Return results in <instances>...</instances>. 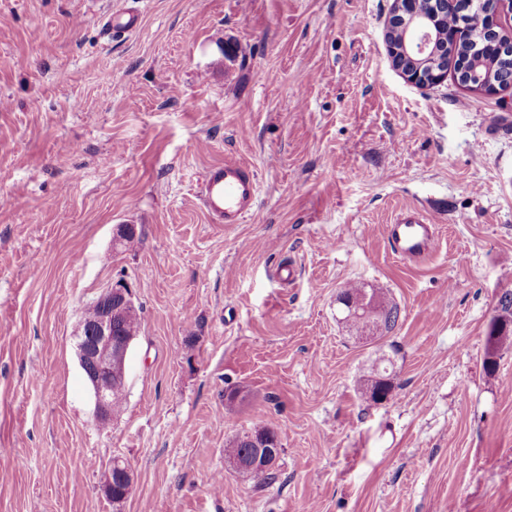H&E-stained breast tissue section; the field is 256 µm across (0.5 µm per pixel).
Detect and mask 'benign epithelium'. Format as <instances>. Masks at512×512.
Returning a JSON list of instances; mask_svg holds the SVG:
<instances>
[{"label": "benign epithelium", "mask_w": 512, "mask_h": 512, "mask_svg": "<svg viewBox=\"0 0 512 512\" xmlns=\"http://www.w3.org/2000/svg\"><path fill=\"white\" fill-rule=\"evenodd\" d=\"M477 4L485 24L481 38L472 40L474 50L482 52L512 53V35L505 34L504 26L512 23V0H471ZM420 0H394L393 18L405 17L402 40L386 42L387 53L392 66L404 78L419 86L435 85L448 77V71L457 69L456 57L440 59L432 54V45L448 37L460 41L469 34V23L459 21L454 30L442 34L438 23L439 13L435 10L438 0H430L434 11L425 13L419 10ZM101 312L91 323L81 319L77 331V353L81 369H86L88 362L96 365V371L87 372L85 376L91 386L94 397V413L100 422L112 420V381L126 376V360L130 347L135 340L133 336H115L112 325L134 307L132 291L120 283L107 289L99 298ZM248 440L259 452L256 456L238 463L241 470L262 467L270 469L278 460L275 449H266L268 443L262 430L248 433ZM110 468L118 470L125 486V495H112V474H107L103 490L107 498L119 504L130 494L133 475L120 458H115Z\"/></svg>", "instance_id": "1"}]
</instances>
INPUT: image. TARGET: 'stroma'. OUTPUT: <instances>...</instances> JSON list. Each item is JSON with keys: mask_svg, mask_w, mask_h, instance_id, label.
Returning <instances> with one entry per match:
<instances>
[{"mask_svg": "<svg viewBox=\"0 0 512 512\" xmlns=\"http://www.w3.org/2000/svg\"><path fill=\"white\" fill-rule=\"evenodd\" d=\"M392 3L0 0V512H512V341L486 340L512 290V89L407 83ZM111 8L139 29L107 34ZM227 161L258 179L243 224L202 204ZM411 210L440 238L420 263L386 239ZM120 281L141 326L103 426L76 333ZM352 283L399 306L393 332L357 338ZM258 427L282 445L262 487L225 458ZM384 373V374H383ZM383 373H380L383 377L387 378L388 380L387 381H382V382H373V378L376 377L378 375L375 374L373 376H371L369 379L366 380V382H364L362 385H361V393L362 395L365 397V399L369 402H372V403H380L383 401V397L387 394H392V391L394 390V382H393V379L390 377V374L388 375L386 373V371H384ZM383 394L384 396L382 397ZM112 469L118 470V473L121 475L122 482L125 486V493L123 496L113 497V495H118L121 493V489L123 487L122 483L119 480V476L116 474V471H112ZM133 486V475L128 467V465L121 458H114L110 464L108 474L106 476V480L103 485V490L107 498L112 500L113 503L119 504L122 503L130 494Z\"/></svg>", "mask_w": 512, "mask_h": 512, "instance_id": "1", "label": "stroma"}]
</instances>
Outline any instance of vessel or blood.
Listing matches in <instances>:
<instances>
[{
	"mask_svg": "<svg viewBox=\"0 0 512 512\" xmlns=\"http://www.w3.org/2000/svg\"><path fill=\"white\" fill-rule=\"evenodd\" d=\"M139 14L121 11L108 14L106 28L112 33L136 30ZM257 199L255 175L244 165L228 161L209 169L203 178V200L208 211L227 224L242 223L253 211ZM386 235L393 253L400 258L420 261L436 249L434 225L412 213L387 225Z\"/></svg>",
	"mask_w": 512,
	"mask_h": 512,
	"instance_id": "b4317fda",
	"label": "vessel or blood"
}]
</instances>
